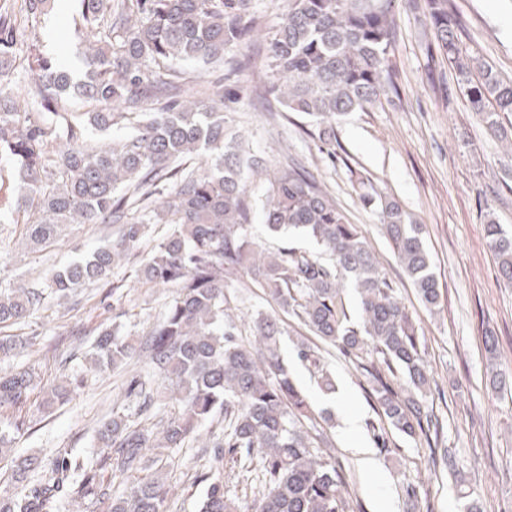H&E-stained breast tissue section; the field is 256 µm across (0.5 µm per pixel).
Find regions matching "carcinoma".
Returning <instances> with one entry per match:
<instances>
[{
	"instance_id": "carcinoma-1",
	"label": "carcinoma",
	"mask_w": 512,
	"mask_h": 512,
	"mask_svg": "<svg viewBox=\"0 0 512 512\" xmlns=\"http://www.w3.org/2000/svg\"><path fill=\"white\" fill-rule=\"evenodd\" d=\"M47 3L0 0V58L19 43L27 51V108L18 110L12 89L0 82V160L21 171L26 184L22 241L37 252L52 247L70 224L117 229L84 260L42 282L1 290L0 328L25 323L45 292L67 298L105 279L121 260L134 262L137 279L171 288L174 296L143 343L112 328L92 344L91 363L100 370L122 369L144 352L147 369L126 377L124 395L141 413L162 414L148 429L112 413L98 430L92 466L66 451L47 459L14 454L25 426L15 412L29 398L33 375L0 376V459H9L0 512H69L78 499L104 512H168L165 452L197 439L205 427L213 455L198 512H241L224 492V459L239 455L257 460L264 472L253 512H349L345 475L315 452L327 444L325 433L280 359V319L250 316L253 340L244 342L228 282L247 275L280 310L339 349L369 378L373 401L406 437L428 441L439 434L438 419L424 405L433 377L396 288L322 185L294 163L273 170L262 153L244 149L224 87L201 81L197 99L181 98L185 77L178 65L219 68L227 48L251 40L258 22L250 0H82L75 33L88 48L79 81L30 40ZM392 3L287 0L270 36L265 93L315 121L332 159L336 118L366 112L396 90ZM423 4L470 110L494 132L512 126V79L464 45V22L450 0ZM90 126L107 138L91 139ZM115 128L122 134L109 137ZM252 178L266 186L268 233L300 232L316 241L319 254L252 246ZM360 199L377 207L397 261L433 310L441 293L421 225L409 223L394 200L369 192ZM150 224L171 229L143 257ZM486 233L500 276L512 282V234L493 222ZM350 286L359 296L356 324L344 301ZM296 357L324 390H335L314 347L297 344ZM81 385L71 378L51 386L43 406L65 405ZM106 471L131 478L122 494L112 493Z\"/></svg>"
}]
</instances>
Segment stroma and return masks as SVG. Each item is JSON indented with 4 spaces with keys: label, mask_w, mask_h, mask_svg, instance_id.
Here are the masks:
<instances>
[{
    "label": "stroma",
    "mask_w": 512,
    "mask_h": 512,
    "mask_svg": "<svg viewBox=\"0 0 512 512\" xmlns=\"http://www.w3.org/2000/svg\"><path fill=\"white\" fill-rule=\"evenodd\" d=\"M285 0H251L264 32L262 39L224 52L219 75L235 97V119L250 146L269 161L289 153L320 181L355 224L378 257L406 310L418 327L424 358L434 384L425 404L442 425L438 450L397 433L380 418L368 397L370 385L338 349L318 344L294 315L283 317L286 330L281 356L305 390L315 416L332 442L346 478V495L354 512H466L476 500L481 512H498L512 501V392L496 391L487 368L486 337L497 344V367L512 375V283L502 280L489 246L486 226L495 222L512 232V127L500 135L471 112L454 69L436 48L421 12L401 0L392 60L398 90L368 112H352L336 125V157L320 152L309 121L286 111L277 100H264L268 79L266 34L278 25ZM464 17L463 41L475 54L512 77V0H452ZM80 0H54L52 10L35 26L44 52L74 64V77L85 45L74 34ZM11 192L0 195V289L42 277L50 268L81 258L111 235L102 224H72L59 242L37 254L19 244L16 218L22 184L12 167L0 172ZM395 199L424 227L423 240L439 281L441 298L427 310L398 264L394 248L381 230L374 207L360 199L364 190ZM126 287L123 316L112 309V288ZM173 296L172 289L136 285L133 268L113 267L107 279L89 285L67 300L49 297L27 325L10 327L16 339L29 342L27 355L0 357V375L32 369L37 385L20 411L28 431L14 443L16 452L46 457L68 450L86 462L95 459V432L113 411L136 419L135 405L121 397L122 374L97 371L89 350L98 332L119 324L121 335L143 340ZM319 347L336 379V391L324 393L297 360L295 345ZM82 378L71 401L48 410L44 389L68 377ZM350 409L362 423L380 428L386 448L372 432L360 433L371 449L375 472H367L343 432L342 412ZM452 449L455 463L442 458ZM202 445L193 441L173 449L165 474L172 489L171 512H197L206 484L200 479ZM264 481L257 463L241 460L224 467V491L241 505H251ZM416 498H407V486Z\"/></svg>",
    "instance_id": "stroma-1"
}]
</instances>
